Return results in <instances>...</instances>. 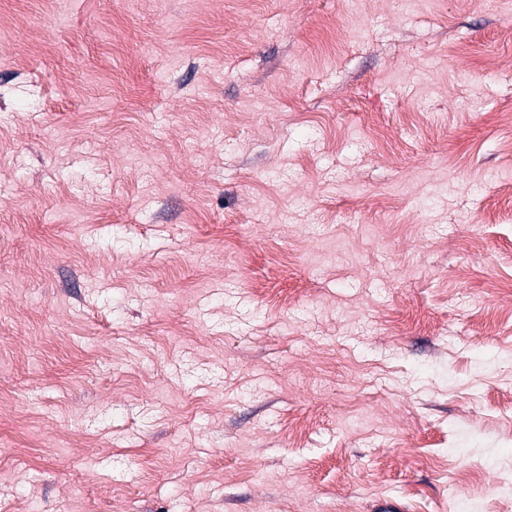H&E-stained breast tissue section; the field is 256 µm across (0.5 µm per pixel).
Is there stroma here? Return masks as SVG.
I'll return each instance as SVG.
<instances>
[{
  "mask_svg": "<svg viewBox=\"0 0 512 512\" xmlns=\"http://www.w3.org/2000/svg\"><path fill=\"white\" fill-rule=\"evenodd\" d=\"M512 0H0V512H512Z\"/></svg>",
  "mask_w": 512,
  "mask_h": 512,
  "instance_id": "obj_1",
  "label": "stroma"
}]
</instances>
